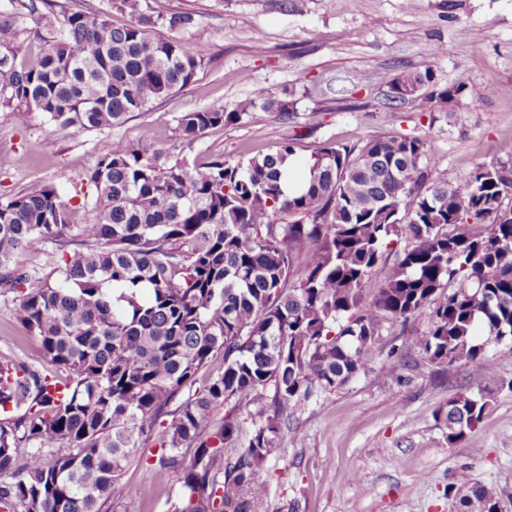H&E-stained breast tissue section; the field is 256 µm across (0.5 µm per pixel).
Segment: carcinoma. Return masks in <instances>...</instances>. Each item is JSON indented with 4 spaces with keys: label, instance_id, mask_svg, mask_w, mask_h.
Returning a JSON list of instances; mask_svg holds the SVG:
<instances>
[{
    "label": "carcinoma",
    "instance_id": "1",
    "mask_svg": "<svg viewBox=\"0 0 512 512\" xmlns=\"http://www.w3.org/2000/svg\"><path fill=\"white\" fill-rule=\"evenodd\" d=\"M134 22L73 11L46 14L35 63L19 64V31L0 20V109L66 127L121 124L185 86L203 61L186 12L145 15L142 0H111ZM389 96L422 111L475 102L486 87L439 88L431 71H402ZM254 103L185 112L183 137L241 120ZM295 142L244 161L191 168L158 163L117 142L89 181L95 222L69 224L55 189L0 204V289L19 293L16 317L51 369L0 362V512H103L138 448L155 440L180 484L168 512H254L284 417L369 369L382 336L429 311L411 340L438 364L480 362L481 329L512 351V166L478 163L449 179L408 135L327 143L309 180L288 194L279 166ZM79 247L66 249L67 236ZM404 243L380 288L366 284L391 245ZM62 251L56 281L15 262ZM458 284L449 294L450 284ZM219 354L224 371L193 390ZM487 392L448 399V443L480 423ZM249 431L242 410L248 407ZM457 512H499L500 499L459 471Z\"/></svg>",
    "mask_w": 512,
    "mask_h": 512
}]
</instances>
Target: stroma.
<instances>
[{
	"mask_svg": "<svg viewBox=\"0 0 512 512\" xmlns=\"http://www.w3.org/2000/svg\"><path fill=\"white\" fill-rule=\"evenodd\" d=\"M155 9L190 12L189 30L161 29L166 38L204 48V61L184 87L133 112L117 126L61 127L33 113L18 124L0 110V203L22 192L55 188L69 221H93L96 190L88 182L101 153L121 140L160 151L161 163L239 161L275 152L288 139L309 160L327 143L351 145L379 135L421 138L438 172L456 177L478 163L512 165V0H148ZM20 31L18 58L32 62L44 34L40 13L19 0H0V19ZM441 46L431 55L432 46ZM431 70L438 86H499L455 111L387 106V82L404 71ZM292 98L290 116L262 108L267 98ZM255 108L229 127L184 139L178 119L213 105ZM14 294H0V344L29 366L47 363L40 343L17 322ZM400 374L377 367L336 394L312 399L283 426L268 462V495L258 512H455L447 488L468 470L495 489L512 512V351L488 343L479 364L455 363L448 374L398 348ZM488 391L492 402L477 427L449 443L445 413L458 386ZM161 450L138 451L120 498L109 512H167L178 492L159 467ZM153 468L143 483L142 467Z\"/></svg>",
	"mask_w": 512,
	"mask_h": 512,
	"instance_id": "stroma-1",
	"label": "stroma"
}]
</instances>
